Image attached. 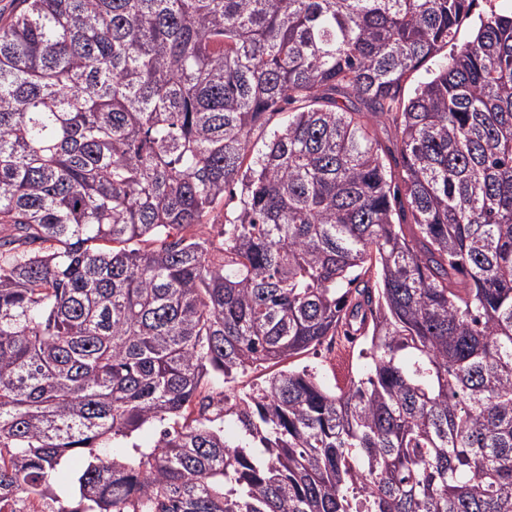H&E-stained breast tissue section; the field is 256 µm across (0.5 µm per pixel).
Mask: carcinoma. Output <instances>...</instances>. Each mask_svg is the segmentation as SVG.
Instances as JSON below:
<instances>
[{"mask_svg":"<svg viewBox=\"0 0 512 512\" xmlns=\"http://www.w3.org/2000/svg\"><path fill=\"white\" fill-rule=\"evenodd\" d=\"M474 2L18 0L0 499L512 512V0L400 96ZM324 343L343 386L226 391Z\"/></svg>","mask_w":512,"mask_h":512,"instance_id":"1","label":"carcinoma"}]
</instances>
